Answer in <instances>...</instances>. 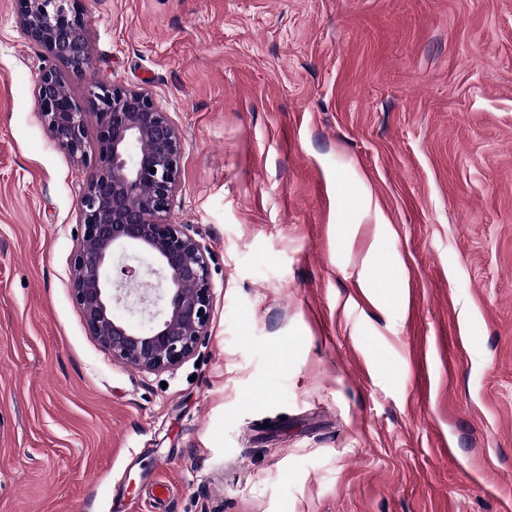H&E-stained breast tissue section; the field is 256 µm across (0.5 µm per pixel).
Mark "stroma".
Here are the masks:
<instances>
[{"label": "stroma", "mask_w": 512, "mask_h": 512, "mask_svg": "<svg viewBox=\"0 0 512 512\" xmlns=\"http://www.w3.org/2000/svg\"><path fill=\"white\" fill-rule=\"evenodd\" d=\"M86 87L182 137L209 333L114 361L72 298L93 166L0 0V512H512V0H78Z\"/></svg>", "instance_id": "obj_1"}]
</instances>
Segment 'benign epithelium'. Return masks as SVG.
Masks as SVG:
<instances>
[{
    "instance_id": "7a95c632",
    "label": "benign epithelium",
    "mask_w": 512,
    "mask_h": 512,
    "mask_svg": "<svg viewBox=\"0 0 512 512\" xmlns=\"http://www.w3.org/2000/svg\"><path fill=\"white\" fill-rule=\"evenodd\" d=\"M74 3L19 0L29 40L65 67L45 68L36 86L50 137L83 157L86 118L97 120L95 164L78 199L84 234L72 258V297L113 360L148 373L174 369L208 335L212 313L206 251L169 221L180 135L141 89L98 84L79 100L71 95L90 55Z\"/></svg>"
}]
</instances>
